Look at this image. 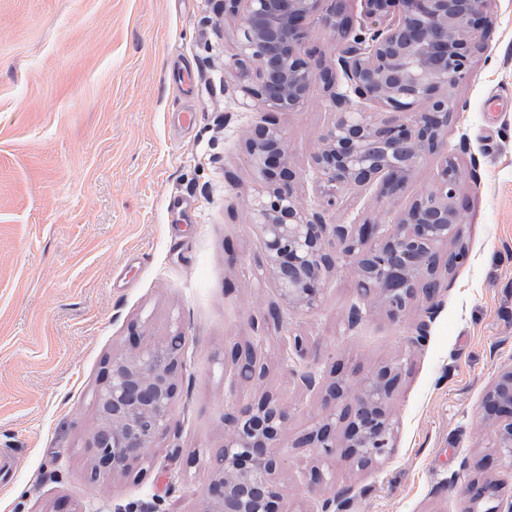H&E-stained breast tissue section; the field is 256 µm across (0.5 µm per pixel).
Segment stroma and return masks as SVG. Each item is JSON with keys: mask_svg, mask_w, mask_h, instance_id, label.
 Wrapping results in <instances>:
<instances>
[{"mask_svg": "<svg viewBox=\"0 0 512 512\" xmlns=\"http://www.w3.org/2000/svg\"><path fill=\"white\" fill-rule=\"evenodd\" d=\"M488 17L448 123L469 257L442 270L437 314L414 345L423 308L390 319L359 297L349 264L324 282L314 312L283 306L259 270L246 139L263 121L283 130L303 201L329 224H395L435 187L440 157L421 162L397 199L372 187L322 207L311 156L336 115L331 91L317 79L302 110L254 106L225 73L236 31L215 0H0V454L12 464L0 512H196L226 412L274 393L292 439L322 413V389L282 357L291 332L317 341L308 362L323 380L398 356L405 368L389 453L350 469L289 449V512H317L303 490L315 467L350 489L349 512H464L474 477L512 496V467L498 462L479 413L512 364V0H491ZM182 70L194 82L187 97L172 81ZM178 107L196 113L193 127L172 121ZM174 199L191 208L184 222L167 210ZM272 307L282 328L264 343L265 375L226 397L225 353ZM355 307L363 318L352 326ZM138 335L185 339L171 429L146 459L94 482V395Z\"/></svg>", "mask_w": 512, "mask_h": 512, "instance_id": "1", "label": "stroma"}]
</instances>
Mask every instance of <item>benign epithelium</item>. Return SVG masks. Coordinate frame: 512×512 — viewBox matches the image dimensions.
<instances>
[{
	"label": "benign epithelium",
	"instance_id": "obj_1",
	"mask_svg": "<svg viewBox=\"0 0 512 512\" xmlns=\"http://www.w3.org/2000/svg\"><path fill=\"white\" fill-rule=\"evenodd\" d=\"M348 0H222L220 7L237 25L236 53L228 73L241 91L267 112L298 111L307 103L314 79L334 86L332 72L315 66L304 49L305 23H318L344 35L336 56L346 88L336 89V118L321 134L311 161L316 192L337 207L347 192L377 186L390 198L407 188L428 154L444 157L436 188L413 201L396 224H327L299 195L297 175L288 164L285 133L258 124L246 141L262 189L248 206L263 243L262 271L288 307L302 313L318 308L325 279L340 262L356 259L355 285L374 296L398 320L420 299L439 289H422L439 274L432 266L437 247L458 244L455 261L466 258L464 225L456 205L459 178L448 154V120L455 110L449 89L469 76L477 37L489 27V0H362L363 19L354 24ZM371 101L397 116L386 121L360 112L356 100ZM265 328L253 341L235 346L224 373V394L265 371L258 352ZM314 341L289 336L285 361H303ZM185 350L170 352L168 341L144 340L130 354L112 358L109 379L95 395L100 426L89 441L95 474L121 473L147 457L171 427L178 377ZM403 362L391 361L363 378L336 377L324 384V413L292 443L315 448L326 460L365 468L392 447L390 400ZM493 426V448L512 467V366L501 370L481 400ZM289 415L272 393L224 414L221 464L201 494L198 512H285L288 491L279 481L285 465L282 438ZM321 477L306 485L318 512H344L349 490L329 494ZM491 483L466 485L468 507L481 510L493 497Z\"/></svg>",
	"mask_w": 512,
	"mask_h": 512
}]
</instances>
